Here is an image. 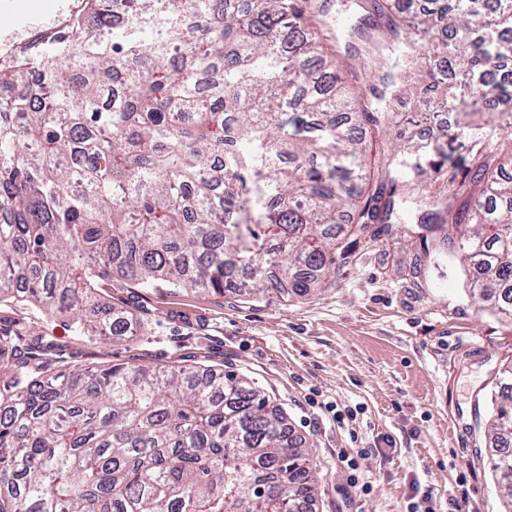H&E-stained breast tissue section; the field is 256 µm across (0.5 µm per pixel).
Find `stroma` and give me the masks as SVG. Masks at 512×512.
Returning <instances> with one entry per match:
<instances>
[{"instance_id":"obj_1","label":"stroma","mask_w":512,"mask_h":512,"mask_svg":"<svg viewBox=\"0 0 512 512\" xmlns=\"http://www.w3.org/2000/svg\"><path fill=\"white\" fill-rule=\"evenodd\" d=\"M419 109L411 95L397 100L377 159L430 137ZM100 303L130 312L140 335L81 336L14 299L0 300V334L45 337L63 365L192 356L258 382L311 444L315 512H501L485 426L496 378L512 364V319L465 294L457 259L387 238L354 245L332 285L301 295L197 297L116 277ZM328 402L351 419L337 424Z\"/></svg>"}]
</instances>
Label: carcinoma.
Instances as JSON below:
<instances>
[{
    "label": "carcinoma",
    "mask_w": 512,
    "mask_h": 512,
    "mask_svg": "<svg viewBox=\"0 0 512 512\" xmlns=\"http://www.w3.org/2000/svg\"><path fill=\"white\" fill-rule=\"evenodd\" d=\"M88 0L26 90L30 59L0 77V296L34 302L86 336L136 335L132 315L87 310L112 276L224 295L235 282L299 295L352 250L403 237L452 254L471 298L512 315V0ZM126 18L121 28L112 18ZM383 21L402 69L365 88L344 36ZM432 114L451 112L414 152L419 175L448 166L444 197L407 164H368L405 74ZM499 156L479 152L491 136ZM488 432L502 512H512V369ZM307 443L254 382L183 359L175 366L63 368L50 345L0 336V512H313Z\"/></svg>",
    "instance_id": "carcinoma-1"
}]
</instances>
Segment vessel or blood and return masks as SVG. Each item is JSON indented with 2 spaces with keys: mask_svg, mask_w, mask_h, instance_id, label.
Listing matches in <instances>:
<instances>
[{
  "mask_svg": "<svg viewBox=\"0 0 512 512\" xmlns=\"http://www.w3.org/2000/svg\"><path fill=\"white\" fill-rule=\"evenodd\" d=\"M76 11V0H0V57L38 53Z\"/></svg>",
  "mask_w": 512,
  "mask_h": 512,
  "instance_id": "1",
  "label": "vessel or blood"
}]
</instances>
